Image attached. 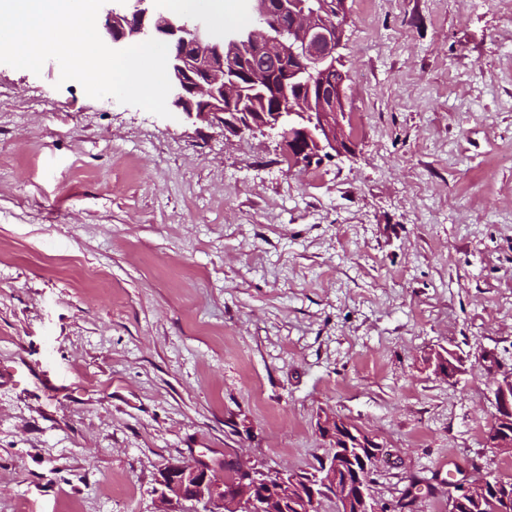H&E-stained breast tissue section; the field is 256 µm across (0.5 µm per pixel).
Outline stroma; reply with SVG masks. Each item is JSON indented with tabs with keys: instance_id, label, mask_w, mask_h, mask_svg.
<instances>
[{
	"instance_id": "stroma-1",
	"label": "stroma",
	"mask_w": 512,
	"mask_h": 512,
	"mask_svg": "<svg viewBox=\"0 0 512 512\" xmlns=\"http://www.w3.org/2000/svg\"><path fill=\"white\" fill-rule=\"evenodd\" d=\"M348 7L350 149L306 169L0 64V512H156L228 448L307 470L327 414L387 449L382 504L512 475V0ZM495 412L493 422L487 436L489 448L512 451V431L505 426L512 423V375L496 381L489 395ZM423 483L426 482L422 477H412L409 485L400 492V495L395 500L396 504L394 508L397 509V511L393 512H420L418 509L421 499L420 490Z\"/></svg>"
}]
</instances>
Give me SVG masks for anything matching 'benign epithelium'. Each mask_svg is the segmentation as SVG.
<instances>
[{
  "mask_svg": "<svg viewBox=\"0 0 512 512\" xmlns=\"http://www.w3.org/2000/svg\"><path fill=\"white\" fill-rule=\"evenodd\" d=\"M163 0H108L100 37L113 49L154 38L167 43L170 108L176 114L224 132H267L279 139L289 165H319L347 148L343 121L351 100L346 74L329 85L322 75L338 69L349 14L348 0H244L253 24L216 31L205 18L180 17ZM434 372L447 380L460 375L448 352L434 354ZM495 412L487 446L512 451V375L496 381L489 395ZM320 435L339 455L381 444L360 427L326 416ZM298 477L271 472L257 478L255 468L238 460L231 487L211 468L188 461L171 462L160 472L157 512H264L271 497L288 496ZM451 503L481 500L487 479L454 486ZM297 512H315L326 496L336 497L338 512L353 502L362 512H378L371 489L360 478L324 461L312 480H302Z\"/></svg>",
  "mask_w": 512,
  "mask_h": 512,
  "instance_id": "1",
  "label": "benign epithelium"
}]
</instances>
